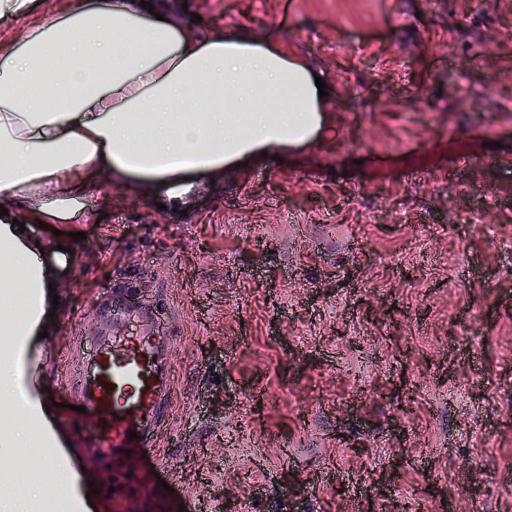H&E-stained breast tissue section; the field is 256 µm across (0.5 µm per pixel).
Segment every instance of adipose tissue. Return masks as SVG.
<instances>
[{
  "label": "adipose tissue",
  "instance_id": "1",
  "mask_svg": "<svg viewBox=\"0 0 512 512\" xmlns=\"http://www.w3.org/2000/svg\"><path fill=\"white\" fill-rule=\"evenodd\" d=\"M76 0L0 47V396L23 392L9 415L30 420L21 438L0 428V448L51 455L41 398L16 364L47 316L57 282L42 241L13 229L72 224L97 182L142 189L172 206L201 180L223 183L237 163L313 147L330 129L315 66L240 28L208 35L183 19L180 0Z\"/></svg>",
  "mask_w": 512,
  "mask_h": 512
}]
</instances>
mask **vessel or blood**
Here are the masks:
<instances>
[{
  "label": "vessel or blood",
  "mask_w": 512,
  "mask_h": 512,
  "mask_svg": "<svg viewBox=\"0 0 512 512\" xmlns=\"http://www.w3.org/2000/svg\"><path fill=\"white\" fill-rule=\"evenodd\" d=\"M104 331L71 377L73 393L95 423L90 447L115 458L152 447V433L173 404L175 339L159 311L115 291L101 304Z\"/></svg>",
  "instance_id": "b4317fda"
}]
</instances>
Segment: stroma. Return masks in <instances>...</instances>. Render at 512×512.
<instances>
[{"label":"stroma","mask_w":512,"mask_h":512,"mask_svg":"<svg viewBox=\"0 0 512 512\" xmlns=\"http://www.w3.org/2000/svg\"><path fill=\"white\" fill-rule=\"evenodd\" d=\"M307 57L333 92L312 149L182 211L84 195L26 373L75 506L97 512H512V0H187ZM142 271L177 336L174 409L132 486L83 449L66 368L95 300ZM85 329L83 339L72 334ZM0 512L35 489L0 448Z\"/></svg>","instance_id":"1"}]
</instances>
